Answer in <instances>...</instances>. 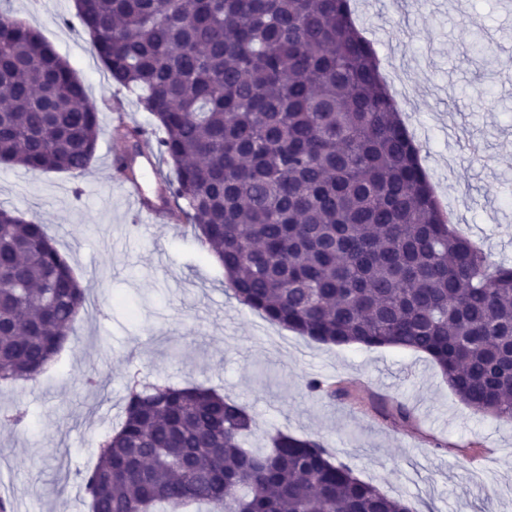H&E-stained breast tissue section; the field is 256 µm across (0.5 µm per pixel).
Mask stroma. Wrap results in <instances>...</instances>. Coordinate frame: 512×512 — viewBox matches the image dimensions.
Segmentation results:
<instances>
[{
	"label": "stroma",
	"instance_id": "35a3bbf8",
	"mask_svg": "<svg viewBox=\"0 0 512 512\" xmlns=\"http://www.w3.org/2000/svg\"><path fill=\"white\" fill-rule=\"evenodd\" d=\"M382 63L407 72L405 124L459 231L491 261L512 264V0H360ZM10 6L75 69L99 111L95 157L80 175H34L0 163V206L44 225L80 281L85 309L60 355L34 381L0 383V498L21 512H89L80 471L118 427L127 377L218 389L276 432L319 438L412 512H512V425L462 402L424 353L319 344L237 302L224 268L190 226L137 227L112 164L117 90L80 27L74 0ZM499 222H488L487 208ZM97 374L98 387L86 385ZM316 378L333 398L309 393Z\"/></svg>",
	"mask_w": 512,
	"mask_h": 512
}]
</instances>
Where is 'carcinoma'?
I'll return each instance as SVG.
<instances>
[{
    "label": "carcinoma",
    "mask_w": 512,
    "mask_h": 512,
    "mask_svg": "<svg viewBox=\"0 0 512 512\" xmlns=\"http://www.w3.org/2000/svg\"><path fill=\"white\" fill-rule=\"evenodd\" d=\"M349 0H74L113 83L149 113L185 223L237 301L326 344L423 352L469 406L512 422V266L458 234ZM0 160L82 173L99 111L71 65L0 9ZM116 131L140 142V124ZM0 381L34 380L84 309L44 225L0 207ZM212 388L134 376L79 473L90 512H409Z\"/></svg>",
    "instance_id": "carcinoma-1"
}]
</instances>
